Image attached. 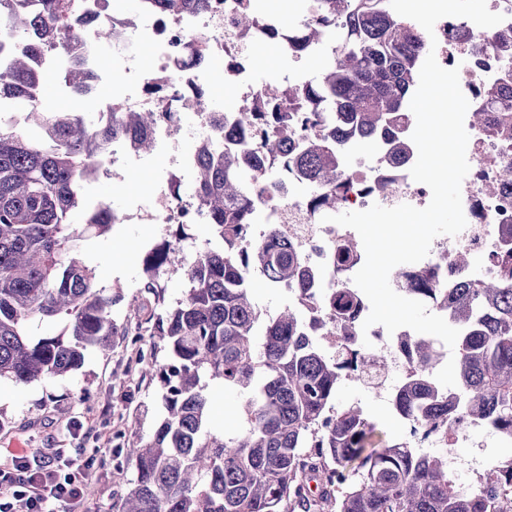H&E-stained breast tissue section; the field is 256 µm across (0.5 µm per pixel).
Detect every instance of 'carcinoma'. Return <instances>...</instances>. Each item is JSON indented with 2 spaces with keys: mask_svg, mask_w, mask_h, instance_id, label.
I'll return each instance as SVG.
<instances>
[{
  "mask_svg": "<svg viewBox=\"0 0 512 512\" xmlns=\"http://www.w3.org/2000/svg\"><path fill=\"white\" fill-rule=\"evenodd\" d=\"M205 0H139L138 9L179 15ZM72 0H0V378L30 384L81 367L92 350L111 346L118 332L112 298L94 286L84 253L85 233L119 223L103 203L83 207V183L98 178L109 143L154 149V130L172 112L122 109L107 122L91 112L61 111L43 101L51 79L36 59L50 44L75 90L92 74L81 59ZM340 35L336 56L313 81L279 91L263 88L264 113L208 112L210 137L194 149L192 195L223 242L188 259L165 240L142 259L147 287L178 265L186 298L159 318L168 361L154 369L166 415L146 441L113 450L135 477L124 512H512V458L464 485L448 455L427 453L406 438L389 441L359 406L337 407L343 384L377 359L350 344L343 312L356 288L323 287L326 274L305 266L275 224L252 235L253 208L282 205L278 171L268 158L293 152L297 173L316 207L342 205L339 145L384 134L404 146L394 124L419 82L429 47L412 19L389 0H314L303 35ZM503 82L473 104L476 124L512 137V27L497 31ZM327 126L295 144L299 120ZM308 294L332 323L311 330L286 308L274 315L254 300L253 282ZM427 296L460 330L456 387L434 380L439 363L425 335L402 339L409 373L395 389V413L449 446L448 430L463 422L512 441V262L481 267L462 281L423 272L410 292ZM65 322L59 332L57 321ZM40 323L42 332L29 326ZM332 337L333 353L320 341ZM242 397L238 417L212 429L209 382Z\"/></svg>",
  "mask_w": 512,
  "mask_h": 512,
  "instance_id": "1",
  "label": "carcinoma"
}]
</instances>
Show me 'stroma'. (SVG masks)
<instances>
[{"instance_id":"1","label":"stroma","mask_w":512,"mask_h":512,"mask_svg":"<svg viewBox=\"0 0 512 512\" xmlns=\"http://www.w3.org/2000/svg\"><path fill=\"white\" fill-rule=\"evenodd\" d=\"M170 167V154H151L147 163L129 167L123 180L107 186L92 184L91 194L115 205L120 213L134 215L138 204L164 182ZM173 230L170 224L134 220L113 225L106 235L90 236L84 244L87 261L96 270L97 287L116 298L113 319L120 326L140 325V344L116 335L111 351L90 352L83 366L66 376L29 385L0 380V449L35 448L47 463L53 462L57 448H82L95 454L92 475L85 481L90 491L85 512H122L135 471L127 465L116 467L113 450L121 439L149 437L165 416L159 381L142 375L135 360L144 353L157 364L166 362L167 350L156 335L158 320L187 292L176 270L159 279L156 288L145 286L141 259ZM403 377L400 371L390 373L381 392L346 383L336 403L362 407L387 437H402L405 425L395 417L389 394ZM449 456L461 481L468 483L497 460L512 458V444L486 427H475L450 448Z\"/></svg>"}]
</instances>
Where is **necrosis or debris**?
Here are the masks:
<instances>
[{"mask_svg":"<svg viewBox=\"0 0 512 512\" xmlns=\"http://www.w3.org/2000/svg\"><path fill=\"white\" fill-rule=\"evenodd\" d=\"M83 19L79 41L85 49L84 63L98 69L103 58H110V79L118 88L112 100L103 102L99 112L111 116L115 107L123 105L143 112H156L161 102L179 106L187 96L200 95L203 105H210V83L215 73L213 63L225 64L221 75L230 89V99L236 111L252 112L260 105L262 83L256 76L252 56L253 47L269 39L271 33L298 27L307 16L306 7H297L289 16L268 10L264 0H210L202 12L176 17L158 12L129 14L120 0H114L111 11H104L101 0H75ZM251 12L252 25H239L241 12ZM111 25V33H104V25ZM437 39L436 59L446 69H458L460 87L466 98H473L482 86L497 82L502 74L495 50V28H481L462 17H445L434 28ZM154 48L153 63L148 70L134 68L142 44ZM468 59V66H460V59ZM166 81L164 94L147 92L153 78ZM469 135L467 160L469 172L461 185L466 228L457 236L434 242L423 268H437L439 277L463 280L465 271L448 264L437 267L442 253L464 250L481 253L489 259L500 254L498 227L512 224V188L496 190L504 155L512 156V147H505L494 137L486 136L472 120H465ZM414 130L412 119H403L398 133L407 143V152L401 163L390 160L392 144L387 139L376 140L369 150L350 143L341 147L340 161L344 172L352 180L344 192L343 207L349 211H364L373 204L385 207L409 204L426 207L431 191L410 175L418 151L411 142ZM392 183V192L377 197L370 189L372 183ZM280 193L288 212L285 234L301 251L304 260L318 269H341L345 280H352L356 266L339 267L333 252L335 241L348 237L349 228L324 221L322 213L310 210L311 193L305 181L291 174L280 186Z\"/></svg>","mask_w":512,"mask_h":512,"instance_id":"necrosis-or-debris-1","label":"necrosis or debris"}]
</instances>
